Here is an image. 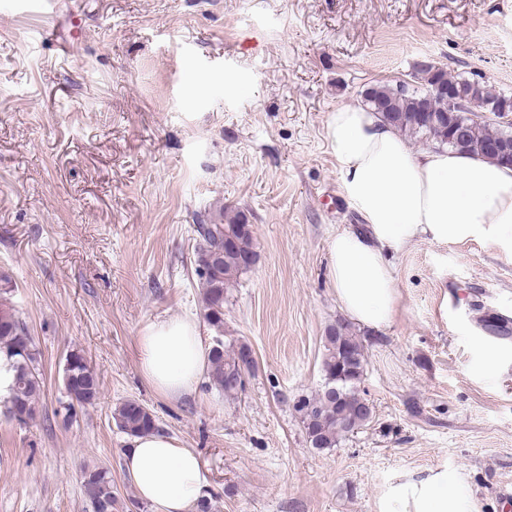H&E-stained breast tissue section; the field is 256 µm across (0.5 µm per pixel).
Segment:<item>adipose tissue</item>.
Segmentation results:
<instances>
[{"label": "adipose tissue", "mask_w": 512, "mask_h": 512, "mask_svg": "<svg viewBox=\"0 0 512 512\" xmlns=\"http://www.w3.org/2000/svg\"><path fill=\"white\" fill-rule=\"evenodd\" d=\"M344 195L364 221L329 242V276L353 321L388 327L400 295L386 254L416 240H492L512 252V167L450 149L414 152L409 141L360 104L336 108L328 122ZM139 368L160 397L191 394L209 368L211 347L196 319L148 322L137 338ZM124 465L155 512H191L205 480L198 453L161 432L132 437ZM381 512H474L464 486L431 468L390 485Z\"/></svg>", "instance_id": "ef3b65f1"}]
</instances>
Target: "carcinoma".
Returning a JSON list of instances; mask_svg holds the SVG:
<instances>
[{
  "instance_id": "cac0c4a2",
  "label": "carcinoma",
  "mask_w": 512,
  "mask_h": 512,
  "mask_svg": "<svg viewBox=\"0 0 512 512\" xmlns=\"http://www.w3.org/2000/svg\"><path fill=\"white\" fill-rule=\"evenodd\" d=\"M411 81L399 84L376 83L367 87L362 96L364 104L380 114L384 122L401 133L432 142L459 153L474 154L502 162L487 146L509 137L512 123H489L474 112H450L448 120L434 124L428 112L442 115L443 99L435 87H448L459 91L468 100L512 112V95L459 75L443 67L418 64L410 74ZM247 215L238 211L224 217V209L213 213L203 224L197 225L198 288L203 300L204 316L215 330L216 339L211 349L210 385L226 396H233L244 386L239 367L243 351L248 345H224V294L235 287L240 277L250 271L241 263L245 254H256L253 232L245 228ZM325 353L321 370L323 381L336 387L343 396L337 417L331 410L332 399L325 386L299 398L294 404L312 447L318 450L336 447L347 435L342 424L359 416L361 408L360 383L364 372L365 356L362 343L341 326L331 327L325 336ZM39 351L33 337L8 301L0 298V358L13 369V382L3 397L5 413L20 424L36 418L40 411L43 378L38 367ZM65 359L71 367L63 369L62 383L67 403L63 409L72 416L75 407L94 403L100 394L99 376L86 353L78 348L67 352ZM116 426L130 436L145 434L156 429L155 417L148 407L136 400H127L112 414ZM82 487L91 508L106 501L107 512H116L118 499L112 485V473L107 468L93 467L82 471Z\"/></svg>"
}]
</instances>
